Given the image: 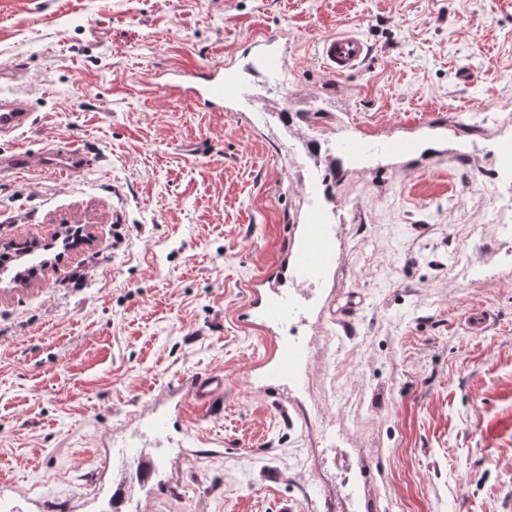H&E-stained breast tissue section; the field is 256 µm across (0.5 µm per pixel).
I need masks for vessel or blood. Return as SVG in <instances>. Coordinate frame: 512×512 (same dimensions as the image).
<instances>
[{
  "mask_svg": "<svg viewBox=\"0 0 512 512\" xmlns=\"http://www.w3.org/2000/svg\"><path fill=\"white\" fill-rule=\"evenodd\" d=\"M274 36L266 35L256 43L253 68L267 74H280L284 61L274 49ZM367 53V45L357 34L345 32L323 39L319 56L325 69L336 76L356 69ZM165 89L172 95L194 96L206 102L212 110H223L225 103L242 97L244 87L234 77L225 75L223 68L194 69L178 72L167 80ZM31 109L26 100L16 95L0 96V133H12L30 121ZM44 169L67 174L85 165L86 155L77 144L60 149L47 146L40 154ZM336 256V241L331 236L322 216L311 215L303 228L301 240L291 255V272L295 279L307 284L316 279ZM300 305L298 291L254 289L251 308L260 310L264 320L271 324L288 326L290 318ZM307 355V345L301 339H274L263 366L274 381L293 377L298 365ZM224 392V379L211 374L184 379L178 386L163 391V398H190L201 408H210Z\"/></svg>",
  "mask_w": 512,
  "mask_h": 512,
  "instance_id": "vessel-or-blood-1",
  "label": "vessel or blood"
}]
</instances>
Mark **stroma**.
Returning a JSON list of instances; mask_svg holds the SVG:
<instances>
[{
	"instance_id": "35a3bbf8",
	"label": "stroma",
	"mask_w": 512,
	"mask_h": 512,
	"mask_svg": "<svg viewBox=\"0 0 512 512\" xmlns=\"http://www.w3.org/2000/svg\"><path fill=\"white\" fill-rule=\"evenodd\" d=\"M346 31L368 54L336 77L318 46ZM267 32L286 75L240 72ZM217 64L245 86L224 112L158 83ZM2 90L33 121L0 153L95 163L0 173V506L116 512L123 484L117 512H512V0H0ZM316 210L336 260L285 331L298 381L270 382L252 285ZM194 374L222 398L140 433ZM86 161L85 151L75 143H70L67 149L46 146L40 153L44 169L62 174L78 170Z\"/></svg>"
}]
</instances>
